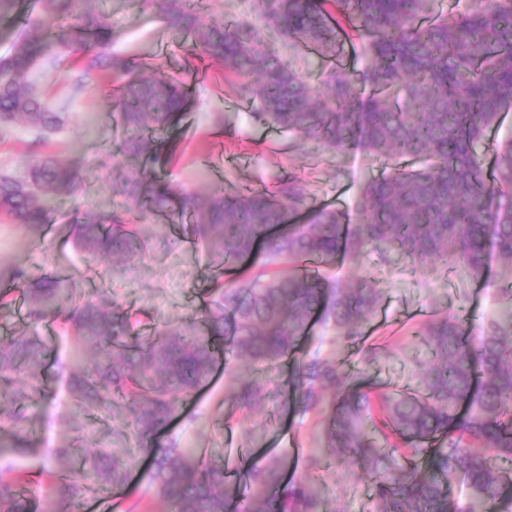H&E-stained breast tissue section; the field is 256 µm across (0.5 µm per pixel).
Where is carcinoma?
<instances>
[{
	"label": "carcinoma",
	"instance_id": "cac0c4a2",
	"mask_svg": "<svg viewBox=\"0 0 512 512\" xmlns=\"http://www.w3.org/2000/svg\"><path fill=\"white\" fill-rule=\"evenodd\" d=\"M78 0H38V17L0 56V136L24 123L38 147L63 129L65 103L34 92L38 69L55 68L71 55L84 58L73 79L80 89L93 72L108 70L118 85L113 101L121 151L165 166L172 154L152 133L179 124L191 99L175 75L149 74L153 66L133 52L110 51V26L88 14V42L47 27L74 16ZM167 27L190 37L224 79L239 76L243 98L259 124L330 151L361 148L381 156L416 159L366 184L355 217L330 208L293 223L302 206L298 181L281 177L272 189L231 195L185 193L174 198L168 182L145 171L113 184L127 209L93 214L74 225L76 246L117 262L151 237L144 220L187 214L198 239L215 248L222 270L201 315L183 327L165 325L142 336L132 314L112 301V289L91 296L73 276L31 281L25 287L28 329L0 345V396L14 406L8 447H28L24 423L40 388L46 345L36 327L57 322L72 337L79 374L72 378L74 410L112 417L114 402L130 417L131 434L151 448L154 433L175 416L212 374L225 341L237 361L275 366L296 354L312 321H331L339 341L354 344L359 326L381 302L380 291L360 278L346 288L319 271L300 269L267 281L240 279L248 259L319 261L353 257L370 247L396 250L416 263L459 261L483 277L488 250L512 265V140L497 150L486 172L475 145L512 111V0H488L473 11H444L436 0H258L267 33L247 19H224L222 0H207V18L187 0H151ZM280 42L303 46L326 63L320 86L303 78L302 56L283 55ZM362 65L338 63L345 43ZM32 181L21 188L0 175V216L33 231L51 221L49 200L70 196L78 173L55 155L35 151L27 164ZM498 317L467 336L455 318L428 324L422 338L431 351L409 392L370 394L348 383L329 398L320 389L336 382V366L318 357L299 361L291 393L303 411L325 415L322 454L356 460L373 482L375 512H448V486L467 490L453 512H509L503 492L512 487V285L498 288ZM257 383L238 386L243 407L261 399ZM153 449V448H151ZM152 482L177 512H328L314 480H290L277 460L250 463L240 483L209 458L181 460L171 446L155 448ZM73 448L57 449L60 503L75 505L125 486L136 460L104 449L84 457L80 473L68 471ZM0 463V512H37L36 500Z\"/></svg>",
	"mask_w": 512,
	"mask_h": 512
}]
</instances>
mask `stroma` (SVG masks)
Returning a JSON list of instances; mask_svg holds the SVG:
<instances>
[{
    "label": "stroma",
    "mask_w": 512,
    "mask_h": 512,
    "mask_svg": "<svg viewBox=\"0 0 512 512\" xmlns=\"http://www.w3.org/2000/svg\"><path fill=\"white\" fill-rule=\"evenodd\" d=\"M87 8L108 19L112 50L139 49L147 61L187 83L192 102L180 125L156 133L158 140L179 142L177 160L159 173L178 190L204 195L217 189L269 188L290 173L304 189L302 213L331 202L351 215L363 202L367 182L393 167L412 164L408 158H375L359 149L323 150L256 124L236 84L222 81L208 60L193 55L188 38L166 28L152 0H89ZM73 77L72 69L64 66L49 71L41 85L68 103L67 124L48 149L77 170L78 192L56 202L53 221L43 231L0 220V289L10 291L8 303L0 304V342L26 327L24 291L11 287L6 277L18 267L34 277L49 272L75 275L89 290L111 288L118 304L138 314L144 333L189 322L208 301L221 273L213 247L196 240L186 217L163 224L167 246L147 240L139 253L122 263L93 260L77 249L72 225L88 213L123 208L124 199L113 192L112 182L139 173L143 161L119 152L112 130L115 85L110 76L96 74L93 84L79 92L73 89ZM331 273L342 286L365 277L380 289L381 303L360 333L383 350L372 364L359 363L356 347L339 343L332 324L320 321L301 340L298 358L328 359L341 377H357L376 390L403 391L415 384L419 363L429 357L419 329L447 315L459 319L466 330L478 331L495 316L497 285L512 276V266L490 256L486 279L479 282L458 264L434 260L415 267L399 254L385 259L368 248L355 258L337 261ZM37 333L50 351L41 369V394L26 426L29 448L9 452L7 458L24 476L40 507L46 508L57 504L54 450L74 438L69 404L73 368L70 342L57 324H41ZM289 372L284 363L265 370L244 362L234 363L229 371L216 365L210 380L180 402L177 418L158 431L155 445L175 444L233 463L263 453L275 440L279 446L274 457L287 465L289 476L318 475V492L328 512H374L372 481L357 462L342 455L328 462L322 459V416L289 404ZM243 381L259 382L263 388L256 409L240 407L233 398L234 388ZM129 429L122 417L88 422L85 445L138 457L139 465L130 472L124 490L87 498L72 512H175L151 484L152 458L134 443L121 441Z\"/></svg>",
    "instance_id": "1"
}]
</instances>
